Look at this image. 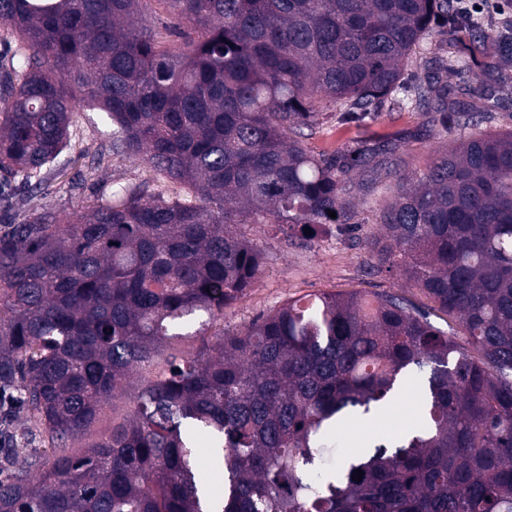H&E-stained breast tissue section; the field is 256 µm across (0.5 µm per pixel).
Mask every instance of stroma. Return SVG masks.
Here are the masks:
<instances>
[{"mask_svg": "<svg viewBox=\"0 0 512 512\" xmlns=\"http://www.w3.org/2000/svg\"><path fill=\"white\" fill-rule=\"evenodd\" d=\"M70 130L71 145L65 152L67 168L62 175L51 177L41 192L27 197L24 211L53 208L68 213L87 200L110 196L117 186L149 180V170L134 156L107 158L97 168L88 167V156L99 152L112 130L105 113L86 107L77 109L71 115ZM394 139L403 145L401 158L406 169L426 168L434 144L430 125L421 113L401 111L388 103L361 121L330 118L306 144L314 153L332 155L361 141L377 145ZM392 197L387 185L369 195L357 192L358 230L343 233L330 225L311 241L297 234L285 236L269 224L247 225V237L265 253V271L246 298L225 310V333L240 331L287 300L321 291L361 295L388 292L406 296L422 307L429 305L428 296L407 283L397 268L373 266L367 244L379 235L377 213ZM157 373L154 367L135 372L126 385L125 396L111 402L99 416L96 434L109 433L113 425L122 422L134 395Z\"/></svg>", "mask_w": 512, "mask_h": 512, "instance_id": "1", "label": "stroma"}]
</instances>
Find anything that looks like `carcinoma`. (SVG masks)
Segmentation results:
<instances>
[{
  "label": "carcinoma",
  "instance_id": "obj_1",
  "mask_svg": "<svg viewBox=\"0 0 512 512\" xmlns=\"http://www.w3.org/2000/svg\"><path fill=\"white\" fill-rule=\"evenodd\" d=\"M149 2L0 0V210L66 167L81 106L153 183L0 233V512H512V130L480 131L494 113L448 88L512 95V27L491 36L456 0H167L197 32L176 51ZM460 26L485 69L454 48ZM397 93L438 133L450 115L472 132L423 171L395 168L398 140L307 147L330 113ZM366 171L395 178L374 250L433 306L321 292L207 339L264 272L241 226L351 225ZM178 336L199 350L70 452ZM405 375L424 385L421 426L325 465L342 423ZM192 432L216 448L220 492Z\"/></svg>",
  "mask_w": 512,
  "mask_h": 512
}]
</instances>
